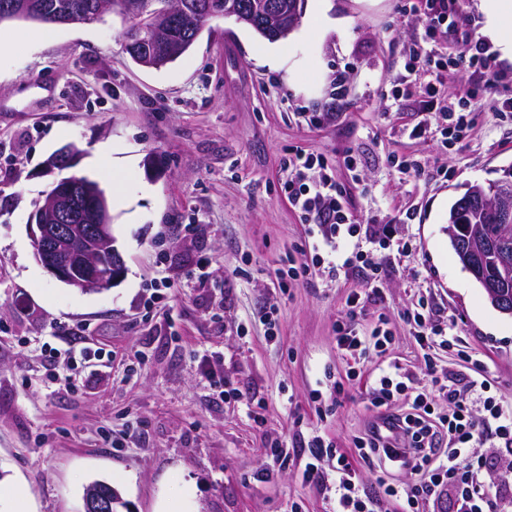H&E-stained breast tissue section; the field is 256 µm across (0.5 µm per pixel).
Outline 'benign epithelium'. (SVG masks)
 Wrapping results in <instances>:
<instances>
[{
  "instance_id": "benign-epithelium-1",
  "label": "benign epithelium",
  "mask_w": 512,
  "mask_h": 512,
  "mask_svg": "<svg viewBox=\"0 0 512 512\" xmlns=\"http://www.w3.org/2000/svg\"><path fill=\"white\" fill-rule=\"evenodd\" d=\"M28 0H12L4 5L0 17L4 19L29 16ZM209 6L191 4L187 0H165L155 10L163 26L178 17L195 14L208 16ZM299 13V2H294L293 18L286 19L285 6L281 0H259L253 4L252 17L267 22L277 33H284L295 25ZM180 53L178 49L162 48L160 52L140 61L146 67H160ZM78 150L66 146L54 153L46 163L50 170L75 166ZM99 201L91 224L70 222V197L58 191L48 190L46 204L35 211V228L31 229L32 243L37 260L60 282L80 289L106 290L113 287L123 276L125 263L115 246L116 238L109 216L105 192L99 186L84 185ZM486 249L498 258L502 279H512V257L499 249L493 241ZM483 287L493 306L504 314L512 313V305L496 282H485Z\"/></svg>"
}]
</instances>
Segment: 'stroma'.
Here are the masks:
<instances>
[{"label":"stroma","mask_w":512,"mask_h":512,"mask_svg":"<svg viewBox=\"0 0 512 512\" xmlns=\"http://www.w3.org/2000/svg\"><path fill=\"white\" fill-rule=\"evenodd\" d=\"M400 5L325 0L323 18L304 9L272 43L218 17L158 69L132 61L112 16L47 38L35 22L0 24V478H24L37 512H81L96 480L130 512H155L186 486L195 512H332L333 485L301 477L296 449L314 435L346 457L376 512H407L360 452L378 413L367 380L380 359L421 389L428 365L457 389L483 367L512 409V316L458 263L447 223L464 187L512 165V123L493 115L512 96V62L496 60L464 139L412 137L427 118L423 87L386 107L410 52L426 48ZM68 145L80 151L76 175L125 196L110 208L125 272L107 290L67 286L33 254L34 203L54 180L44 163ZM298 149L327 160L355 222L393 223L417 243L385 250L391 275L363 308L348 303L360 275L288 274L307 260L305 227L281 190ZM420 295L456 341L430 361L407 320ZM269 307L272 331L261 319ZM348 320L365 333L384 320L392 333L384 357L357 374L336 348ZM76 330L104 358L65 389L60 347ZM278 444L292 452L283 465L270 453ZM474 453L490 464L480 478L497 512H512V450L492 439ZM264 466L271 476L256 480Z\"/></svg>","instance_id":"stroma-1"}]
</instances>
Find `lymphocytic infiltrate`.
<instances>
[{"label": "lymphocytic infiltrate", "mask_w": 512, "mask_h": 512, "mask_svg": "<svg viewBox=\"0 0 512 512\" xmlns=\"http://www.w3.org/2000/svg\"><path fill=\"white\" fill-rule=\"evenodd\" d=\"M428 40L448 32H462L466 21L458 0H421L417 10ZM427 99L425 111L431 112L434 126H420L412 131L419 138L428 133L440 137L442 146L452 145L465 134L472 124L468 110L475 89H467L461 96L448 100L445 105L434 104L435 82L425 86ZM319 169L318 178L307 175L310 169ZM325 160L295 152L288 159V177L282 190L300 214L306 226L308 248L312 253L310 263L302 264L301 271L309 275L321 269L331 273H362L364 289L353 292V307L375 296L389 270L383 261L382 251L389 248L391 225L361 227L355 224L344 207L346 189L327 172ZM363 236L378 244L379 252L363 251L353 245V238ZM432 383L448 398V411L435 416L430 393L421 391L409 396V409L403 413L404 436L400 442L388 440L381 428H371L366 443L371 450L373 467L386 471L389 464L413 459L419 462L422 481L419 486L405 487L387 480L379 485L386 495L405 499L408 506L420 500L435 497L447 490H455L462 500L461 512H493L492 502L484 485L474 475L483 468V460L473 457L475 445L488 439L499 440L504 447H512V411L504 410L494 397L489 396L490 385L485 376L479 375L461 389H449L445 378L433 376ZM408 388L406 376L396 363L378 366L369 376V394L373 406L391 405L395 395ZM331 447L321 437H313L307 449V461L302 473L304 481L336 484L335 512H374L373 502L360 492L351 466L345 457L336 460L335 474L325 473L320 462Z\"/></svg>", "instance_id": "lymphocytic-infiltrate-1"}]
</instances>
